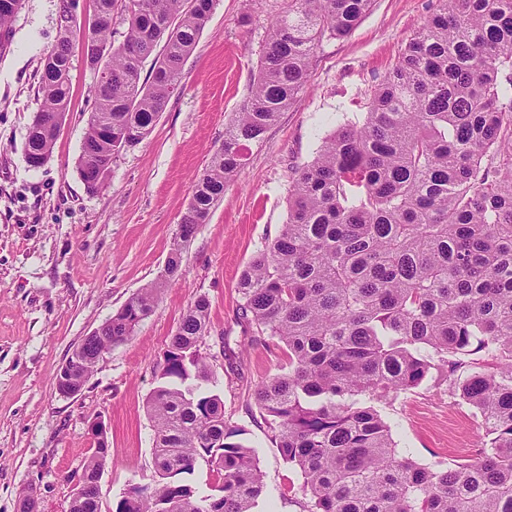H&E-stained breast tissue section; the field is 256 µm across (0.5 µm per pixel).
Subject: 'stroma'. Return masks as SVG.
Instances as JSON below:
<instances>
[{"instance_id":"stroma-1","label":"stroma","mask_w":512,"mask_h":512,"mask_svg":"<svg viewBox=\"0 0 512 512\" xmlns=\"http://www.w3.org/2000/svg\"><path fill=\"white\" fill-rule=\"evenodd\" d=\"M62 4L23 0L0 53V512H19L29 494L40 512H66L94 446L88 425L98 416L110 446L99 482L102 512H112L130 485L154 482L146 412L157 385L154 363L202 296L210 303L213 391L264 476L254 512H303V480L283 460L253 398L257 384L287 370L284 351L257 342L231 367L219 358V345L237 348L243 336L239 275L286 224L295 169L313 159L338 125L362 121L365 94L396 64L436 0H374L348 37L316 49L298 102L250 145L223 199L185 245L180 270L166 280L151 315L69 398L55 382L72 350L161 279L194 180L250 97L281 0H216L184 66L181 90L148 139L116 158L107 188L96 193L77 172L95 83L81 53L71 59L70 110L50 160L32 169L22 153L41 105L37 81ZM379 410L399 447L425 466L446 467L473 453L485 436L467 405L431 384Z\"/></svg>"}]
</instances>
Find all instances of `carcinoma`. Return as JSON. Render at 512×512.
<instances>
[{"label": "carcinoma", "instance_id": "obj_1", "mask_svg": "<svg viewBox=\"0 0 512 512\" xmlns=\"http://www.w3.org/2000/svg\"><path fill=\"white\" fill-rule=\"evenodd\" d=\"M214 0H94L82 22L65 6L39 74L41 123L24 158L48 161L70 102L78 48L96 81L78 174L98 170L152 133ZM373 0H285L268 27L250 98L194 182L166 273L206 223L224 186L280 113L298 101L314 53L348 36ZM22 0H0V47ZM126 24L112 39L114 17ZM152 60L148 80L141 79ZM292 177L288 221L238 282L252 341L283 346L288 371L254 399L284 461L303 478L304 512H512V0H438L364 102ZM163 283L142 289L73 349L85 364L127 341L154 310ZM207 298L191 304L156 360L146 402L157 479L133 485L113 512H253L263 475L234 440L213 393ZM433 380L469 405L488 441L473 458L423 467L397 449L375 403ZM96 447L70 512H101ZM204 460L200 496L183 475Z\"/></svg>", "mask_w": 512, "mask_h": 512}]
</instances>
